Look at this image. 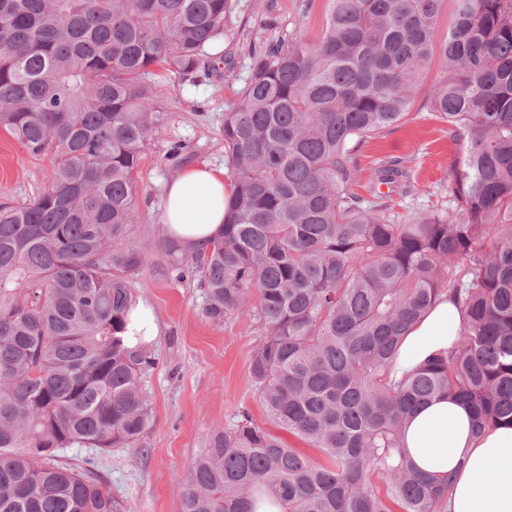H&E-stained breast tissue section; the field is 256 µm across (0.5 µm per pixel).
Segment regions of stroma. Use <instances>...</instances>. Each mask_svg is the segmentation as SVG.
<instances>
[{
    "label": "stroma",
    "mask_w": 512,
    "mask_h": 512,
    "mask_svg": "<svg viewBox=\"0 0 512 512\" xmlns=\"http://www.w3.org/2000/svg\"><path fill=\"white\" fill-rule=\"evenodd\" d=\"M325 5V0H238L224 38L227 66L199 73L193 82L163 76L156 86L163 119L136 174L139 219L131 229L145 253L143 266L132 277L134 293L159 329L147 346L150 364L141 379L152 423L141 447L112 449L88 466L83 450L68 454L72 463L83 465L86 476L121 495L128 512H181L180 475L212 432L235 425L245 414L313 462L323 460L318 449L267 417L250 376L257 329L233 315L220 322L208 318L205 288L194 279L175 280L172 259L159 243L166 235L164 196L169 184L197 164L227 168L224 114L238 102L254 54L298 31L316 36ZM442 74V60L434 58L410 113L369 140L357 156L364 187L381 161L403 162L411 191L392 196L401 213L447 201L448 169L465 149L449 136L447 123L429 112L431 87ZM50 172L48 157L31 156L0 127V202L32 200L46 186Z\"/></svg>",
    "instance_id": "obj_1"
}]
</instances>
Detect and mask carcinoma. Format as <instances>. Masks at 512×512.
I'll list each match as a JSON object with an SVG mask.
<instances>
[{
    "mask_svg": "<svg viewBox=\"0 0 512 512\" xmlns=\"http://www.w3.org/2000/svg\"><path fill=\"white\" fill-rule=\"evenodd\" d=\"M441 2L326 0L318 37L254 56L224 113V230L195 254L162 248L174 279L206 288L209 318L254 320L268 418L326 463L245 414L182 475V512H443L451 478L406 458L413 412L448 396L477 435L512 426V0H456L440 38ZM234 8L0 0V127L53 160L33 201L0 204V512H128L66 453L137 448L150 424L146 348L122 333L145 259L134 173L161 123L151 76L190 82L224 63ZM437 55L430 110L466 149L448 205L403 222L402 168L380 164L365 199L356 155L409 114ZM445 292L458 340L392 381L403 337Z\"/></svg>",
    "mask_w": 512,
    "mask_h": 512,
    "instance_id": "cac0c4a2",
    "label": "carcinoma"
}]
</instances>
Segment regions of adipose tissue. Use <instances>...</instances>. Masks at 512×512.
<instances>
[{"label":"adipose tissue","mask_w":512,"mask_h":512,"mask_svg":"<svg viewBox=\"0 0 512 512\" xmlns=\"http://www.w3.org/2000/svg\"><path fill=\"white\" fill-rule=\"evenodd\" d=\"M228 193L223 171L205 163L185 170L167 193L165 216L170 235L192 250L208 246L224 228ZM460 328L457 307L447 296H440L401 342L394 378L447 353ZM405 444L419 470L439 478L452 477L447 512H512L511 426L501 425L474 438L469 407L437 398L410 420Z\"/></svg>","instance_id":"1"}]
</instances>
